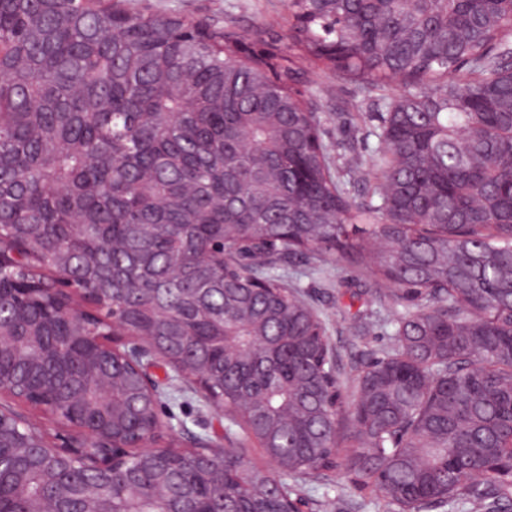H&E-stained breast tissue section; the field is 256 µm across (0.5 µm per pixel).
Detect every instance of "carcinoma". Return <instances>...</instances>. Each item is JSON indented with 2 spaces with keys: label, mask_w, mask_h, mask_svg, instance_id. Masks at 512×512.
I'll use <instances>...</instances> for the list:
<instances>
[{
  "label": "carcinoma",
  "mask_w": 512,
  "mask_h": 512,
  "mask_svg": "<svg viewBox=\"0 0 512 512\" xmlns=\"http://www.w3.org/2000/svg\"><path fill=\"white\" fill-rule=\"evenodd\" d=\"M292 46L251 63L253 29L112 0H0V326L67 348L53 290L92 303L87 335L152 341L224 402L269 462L133 450L100 494L163 512L160 481L200 512H300L288 478L351 476L389 512L469 502L512 512V3L289 0ZM326 70L399 79L380 148L338 171L295 86ZM374 183L360 201L344 178ZM335 255L411 302L394 346L342 395L321 316L275 272ZM19 341L8 389L30 368ZM49 399L68 389L41 362ZM112 390V431L148 433ZM39 474L3 488L37 512Z\"/></svg>",
  "instance_id": "1"
}]
</instances>
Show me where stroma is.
I'll use <instances>...</instances> for the list:
<instances>
[{
  "instance_id": "35a3bbf8",
  "label": "stroma",
  "mask_w": 512,
  "mask_h": 512,
  "mask_svg": "<svg viewBox=\"0 0 512 512\" xmlns=\"http://www.w3.org/2000/svg\"><path fill=\"white\" fill-rule=\"evenodd\" d=\"M134 9L157 13H181L189 17L231 28L259 27L286 32L288 0H126ZM400 80L388 81L384 87L365 90L337 80L330 73H317L303 87L307 105L321 120L324 140L333 156L343 159L354 154H370L378 140L373 131L378 115L389 98L400 93ZM288 281L319 312L337 355L342 379L353 376L357 366L387 351L392 343L393 328L386 324L387 314L404 310L405 305L387 297L370 294L368 276L347 262L332 256L323 257L314 266L298 263L287 266ZM371 309L368 327L355 320L357 311ZM162 392L160 419L164 428L182 445L203 438L223 448H235L239 438L227 434L228 422L192 384L169 378L162 360L149 368ZM297 490L308 501V512H383L375 500L365 497L350 479L329 474L319 481L297 482Z\"/></svg>"
}]
</instances>
